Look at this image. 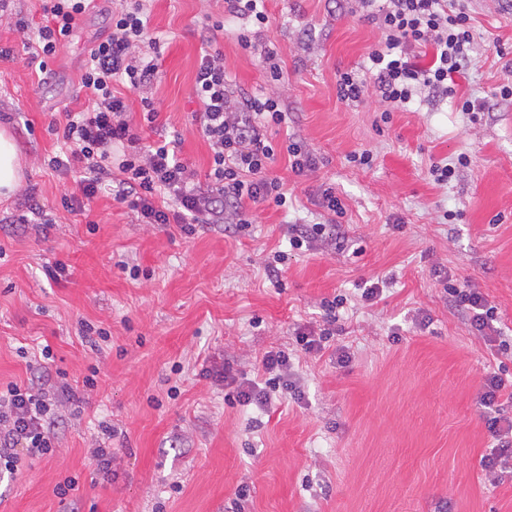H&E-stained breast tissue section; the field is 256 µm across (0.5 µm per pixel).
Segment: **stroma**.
I'll return each mask as SVG.
<instances>
[{"instance_id": "stroma-1", "label": "stroma", "mask_w": 512, "mask_h": 512, "mask_svg": "<svg viewBox=\"0 0 512 512\" xmlns=\"http://www.w3.org/2000/svg\"><path fill=\"white\" fill-rule=\"evenodd\" d=\"M111 6L100 0L82 18L46 77L28 67L14 30L16 9L38 11V0L0 12V46L13 50L0 58V111L12 116L7 129L24 164L17 193L35 195L52 220L44 231L17 223L14 200L0 198V384L30 383L42 360L66 372L82 399L53 454L0 473V512H512V474L494 486L479 479L490 437L477 403L481 375L499 367L512 377V355L487 346L449 306L441 279L448 272L478 288L512 328V101L495 95L512 77V11L468 0L473 63L454 80L486 103L477 121L424 94L379 128L376 91L350 104L337 97L338 72H362L381 39L356 0H266L259 41L278 53L277 82L238 43L246 23L225 16L224 0H150L158 76L147 93H125L132 112L144 95L159 111L147 142L181 137L182 159L207 173L209 147L190 124L199 108L192 89L202 28L220 18L217 46L232 83L288 107L287 125L268 137H295L324 160L298 176L278 155L273 170L292 207H260L238 234L215 224L187 239L136 223L107 194L90 214L63 209L80 175L43 163L58 148L49 123L84 102L86 48L105 36ZM364 149L372 168L348 160ZM462 153L470 163L448 185L428 178L431 163L455 164ZM325 183L347 209L346 249L314 243L269 275L266 260L287 250L289 225L327 222L317 204ZM57 260L71 272L59 284L43 272ZM376 278L382 294L362 302L360 285ZM338 295L347 302L326 349L294 359L303 402L283 398L265 412L241 405L236 378L253 376L263 353L294 348L296 329L320 320L322 301ZM84 321L109 340L92 348ZM341 347L351 354L343 366ZM207 359L228 363L232 382L201 377ZM94 366L97 385L83 388ZM104 421L117 430L108 481L90 460ZM68 478L74 489L58 497Z\"/></svg>"}]
</instances>
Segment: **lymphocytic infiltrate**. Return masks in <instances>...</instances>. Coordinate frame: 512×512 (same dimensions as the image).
Segmentation results:
<instances>
[{
    "label": "lymphocytic infiltrate",
    "mask_w": 512,
    "mask_h": 512,
    "mask_svg": "<svg viewBox=\"0 0 512 512\" xmlns=\"http://www.w3.org/2000/svg\"><path fill=\"white\" fill-rule=\"evenodd\" d=\"M363 17L376 24L382 42L368 54L366 75L339 74L337 96L345 103L360 101L375 88L387 108L380 119L389 122L393 111L404 109L415 96L428 93L454 100L461 112L474 116L483 104L459 94L454 76L472 64V18L463 0H359ZM89 0H42L41 19L20 22L16 31L29 51V66L48 73L49 63L68 43ZM150 13L144 0H121L109 17V32L93 41L81 75L86 109L64 112L52 121L51 133L61 142L60 153L45 157L53 171L80 170L78 190L63 195L71 211H85L99 193L127 204L137 223L177 226L191 237L207 224H224L234 231L255 222L260 205H288L284 183L270 171L279 151H286L291 171L299 176L315 171L319 160L302 143L274 144L267 135L272 126L288 122V108L279 97L234 92L224 69V55L215 49L223 22L206 25L202 36L209 50L202 55L194 80V93L202 111L192 120L211 151L205 183L164 142L144 145L127 100L114 92L117 83L142 92V122L155 123L158 111L144 91L157 76L155 63L136 55L142 46L157 49L148 37ZM341 248L335 228L323 224L288 227L289 251L310 247L316 241ZM289 251L275 252L267 263L269 274H278ZM448 303L461 312L485 341L502 337L496 327L497 311L480 292L465 285L447 284ZM38 385L8 383L0 387V472H14L27 460L55 452L62 419L61 402L78 406L80 399L67 383L51 385L48 368H41ZM282 390L301 399L298 377L288 351L266 352L257 376L238 385L240 403L265 407L272 394ZM512 401V380L493 372L482 378L479 403L493 440L480 459L483 482L498 484L512 473V416L501 411L502 401Z\"/></svg>",
    "instance_id": "lymphocytic-infiltrate-1"
}]
</instances>
